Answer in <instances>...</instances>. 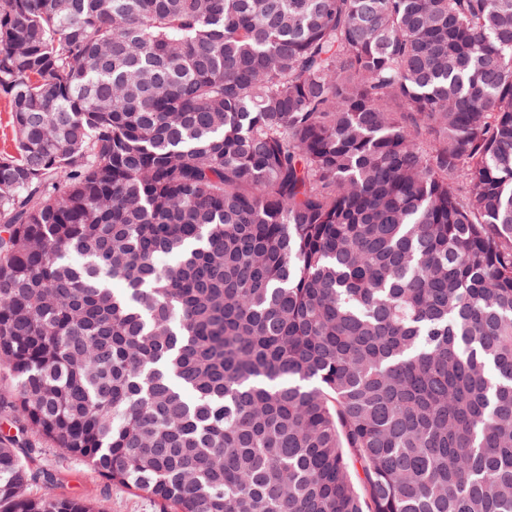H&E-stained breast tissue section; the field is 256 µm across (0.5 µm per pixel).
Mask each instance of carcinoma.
Here are the masks:
<instances>
[{
    "mask_svg": "<svg viewBox=\"0 0 512 512\" xmlns=\"http://www.w3.org/2000/svg\"><path fill=\"white\" fill-rule=\"evenodd\" d=\"M0 97L41 437L163 512H512V0H0Z\"/></svg>",
    "mask_w": 512,
    "mask_h": 512,
    "instance_id": "carcinoma-1",
    "label": "carcinoma"
}]
</instances>
